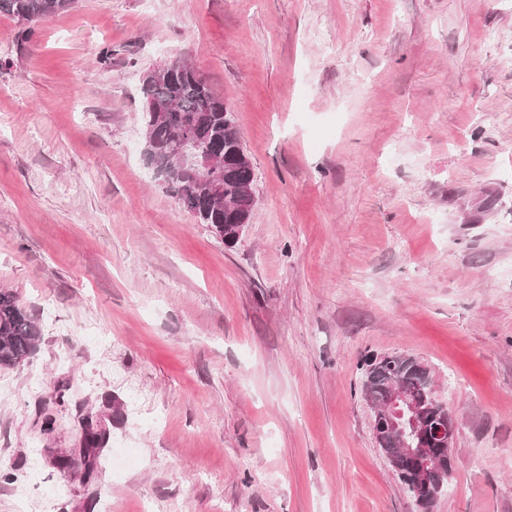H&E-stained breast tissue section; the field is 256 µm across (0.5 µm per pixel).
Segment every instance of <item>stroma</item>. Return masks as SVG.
<instances>
[{
    "mask_svg": "<svg viewBox=\"0 0 512 512\" xmlns=\"http://www.w3.org/2000/svg\"><path fill=\"white\" fill-rule=\"evenodd\" d=\"M0 14V512H420L361 365L457 421L432 512H512V0H76ZM235 110L256 206L224 246L154 178L140 73ZM56 417L51 434L45 414ZM106 431L97 477L59 469ZM75 0H0V13L30 24L68 10ZM40 331L16 294L0 289V367H15L37 348Z\"/></svg>",
    "mask_w": 512,
    "mask_h": 512,
    "instance_id": "obj_1",
    "label": "stroma"
}]
</instances>
